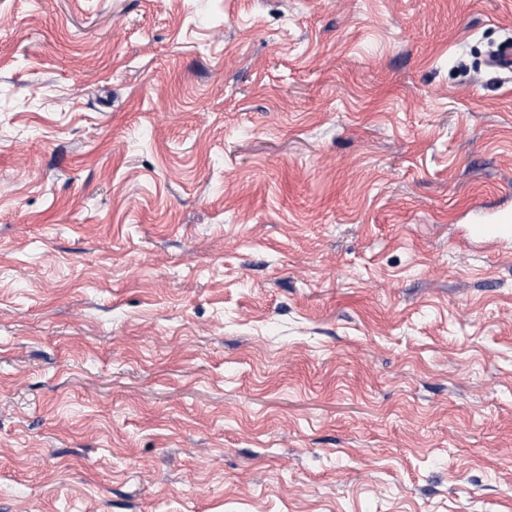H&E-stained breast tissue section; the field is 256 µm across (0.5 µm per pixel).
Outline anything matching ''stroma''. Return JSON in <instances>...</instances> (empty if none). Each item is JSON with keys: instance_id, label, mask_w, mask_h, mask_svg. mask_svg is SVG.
Returning <instances> with one entry per match:
<instances>
[{"instance_id": "35a3bbf8", "label": "stroma", "mask_w": 512, "mask_h": 512, "mask_svg": "<svg viewBox=\"0 0 512 512\" xmlns=\"http://www.w3.org/2000/svg\"><path fill=\"white\" fill-rule=\"evenodd\" d=\"M512 0H0V512H512ZM469 235L489 243H499L512 238V212L505 210L489 219L472 224Z\"/></svg>"}]
</instances>
